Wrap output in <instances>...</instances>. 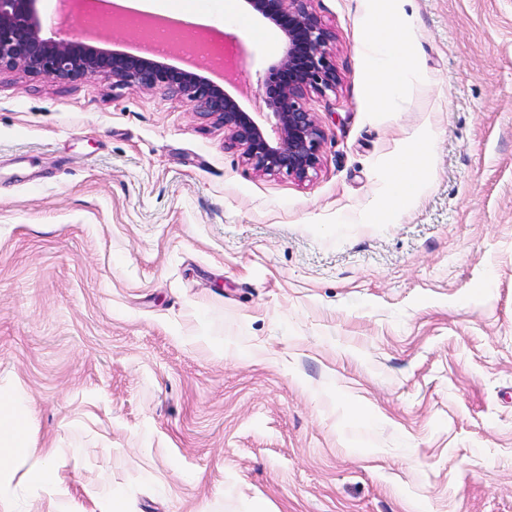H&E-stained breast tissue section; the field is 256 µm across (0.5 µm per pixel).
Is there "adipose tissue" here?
<instances>
[{
    "instance_id": "ef3b65f1",
    "label": "adipose tissue",
    "mask_w": 512,
    "mask_h": 512,
    "mask_svg": "<svg viewBox=\"0 0 512 512\" xmlns=\"http://www.w3.org/2000/svg\"><path fill=\"white\" fill-rule=\"evenodd\" d=\"M404 27V19L399 12L389 11L373 16L366 25L367 39L365 52L372 56L374 69L378 75L377 85L381 98L394 95L400 88L407 71L405 60L396 64L384 65L377 53L391 49V37ZM426 145L420 144L407 151L400 163L389 202L400 209L412 199L421 179V159L426 153ZM29 419L18 413L13 404L0 397V471L15 458L30 455L32 445L28 435Z\"/></svg>"
}]
</instances>
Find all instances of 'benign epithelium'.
<instances>
[{"label":"benign epithelium","mask_w":512,"mask_h":512,"mask_svg":"<svg viewBox=\"0 0 512 512\" xmlns=\"http://www.w3.org/2000/svg\"><path fill=\"white\" fill-rule=\"evenodd\" d=\"M34 0H0V73L22 72L49 80L112 78V85L164 87L196 111L224 125L228 145L242 150L254 171L286 174L300 182L320 161L323 131L305 105L308 92L335 91L337 76L329 45L332 34L311 8V0H243L248 12L278 27L282 56L268 68L260 86L267 112H245L238 103L194 69H172L142 55L114 53L94 46L100 35L82 31L70 39L41 36ZM286 69L288 84L271 74Z\"/></svg>","instance_id":"benign-epithelium-1"}]
</instances>
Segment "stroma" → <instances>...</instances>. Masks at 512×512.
<instances>
[{
	"mask_svg": "<svg viewBox=\"0 0 512 512\" xmlns=\"http://www.w3.org/2000/svg\"><path fill=\"white\" fill-rule=\"evenodd\" d=\"M399 3L382 105L362 43L390 0H312L338 85L307 97L306 182L164 89L0 74V387L34 446L0 512H512V0ZM157 7L239 46L229 93L265 111L277 31ZM427 150L426 145L419 144L403 155L390 193L389 202L393 208L401 209L413 198L421 179V159Z\"/></svg>",
	"mask_w": 512,
	"mask_h": 512,
	"instance_id": "stroma-1",
	"label": "stroma"
}]
</instances>
